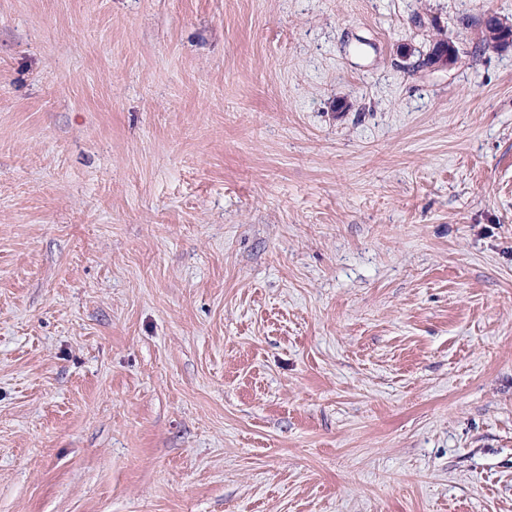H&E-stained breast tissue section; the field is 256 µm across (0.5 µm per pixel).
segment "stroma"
<instances>
[{
    "instance_id": "stroma-1",
    "label": "stroma",
    "mask_w": 512,
    "mask_h": 512,
    "mask_svg": "<svg viewBox=\"0 0 512 512\" xmlns=\"http://www.w3.org/2000/svg\"><path fill=\"white\" fill-rule=\"evenodd\" d=\"M491 15L0 0V512H512Z\"/></svg>"
}]
</instances>
